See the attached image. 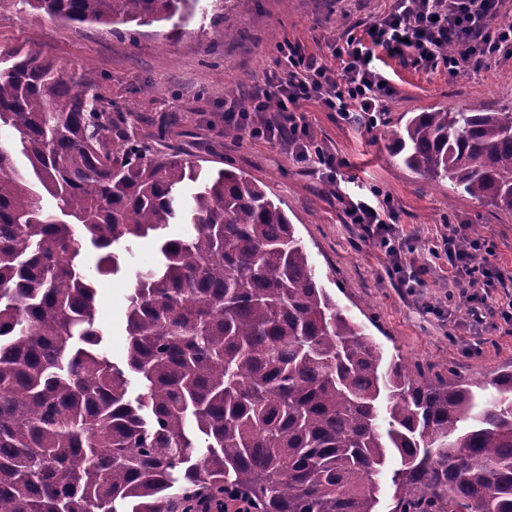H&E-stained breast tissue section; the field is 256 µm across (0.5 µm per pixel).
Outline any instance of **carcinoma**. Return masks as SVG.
I'll return each instance as SVG.
<instances>
[{
	"label": "carcinoma",
	"instance_id": "cac0c4a2",
	"mask_svg": "<svg viewBox=\"0 0 512 512\" xmlns=\"http://www.w3.org/2000/svg\"><path fill=\"white\" fill-rule=\"evenodd\" d=\"M22 2L114 25L199 0ZM2 131L0 512H180L233 488L258 512H377L393 450L394 512H512V370L471 383L385 359L263 182L140 138L32 47L0 67ZM393 156L512 214V109L418 112ZM171 224L134 273L120 366L97 283L126 265L117 245Z\"/></svg>",
	"mask_w": 512,
	"mask_h": 512
}]
</instances>
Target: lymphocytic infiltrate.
Segmentation results:
<instances>
[{
  "label": "lymphocytic infiltrate",
  "mask_w": 512,
  "mask_h": 512,
  "mask_svg": "<svg viewBox=\"0 0 512 512\" xmlns=\"http://www.w3.org/2000/svg\"><path fill=\"white\" fill-rule=\"evenodd\" d=\"M502 0H395L391 9L369 24L361 35L332 40L329 56L302 51L281 43L282 67L266 72L252 89L247 109H232L225 119L250 138L288 146L312 164L333 168L334 158L314 146L299 110L304 102H319L346 122H362L365 129L379 126L393 88L379 73L377 50L410 58L428 70L445 66L480 65L485 59L512 49V25L489 28ZM277 115H270V108ZM347 216L361 225L385 250L392 270L403 286L419 285L423 267L406 259L407 244L384 210L365 201L349 202ZM485 239L464 237L449 228L433 256L444 255L454 271L453 285L469 305L472 322L482 323L485 311L512 322V296H497L496 284L504 278L493 262L474 266V252L483 250Z\"/></svg>",
  "instance_id": "1"
}]
</instances>
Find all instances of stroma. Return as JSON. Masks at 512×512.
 I'll return each mask as SVG.
<instances>
[{
  "mask_svg": "<svg viewBox=\"0 0 512 512\" xmlns=\"http://www.w3.org/2000/svg\"><path fill=\"white\" fill-rule=\"evenodd\" d=\"M391 4L233 0L217 20L211 0H200L187 19L139 26L53 20L20 0H0V59L16 47L38 49L66 75L95 86L113 111L138 114L142 132L168 127L170 144L202 157L205 170L231 168L265 182L269 195L281 200L319 283L365 324L385 357L397 355L437 372L449 363L465 381L489 378L512 369V328L489 312L471 329L466 304L451 296L447 259L429 250L449 225L461 235L486 239L493 262L506 273L498 290L512 294V215L466 195L449 196L447 181L406 169L391 154L390 132L412 112L512 108V57L451 73L380 53L377 67L394 93L381 127L370 131L340 121L318 103H304L301 112L316 142L336 159L335 182L288 145L251 139L224 121L228 89L250 91L275 68L279 39L323 53L328 41L361 33ZM175 27L181 36H172ZM236 29L239 38L225 39V31ZM375 189L390 198L398 227L409 238L411 261L428 266L414 290L400 286L385 253L345 214V199H366ZM131 285L129 274L98 283L97 323L117 363L125 358Z\"/></svg>",
  "mask_w": 512,
  "mask_h": 512,
  "instance_id": "35a3bbf8",
  "label": "stroma"
}]
</instances>
